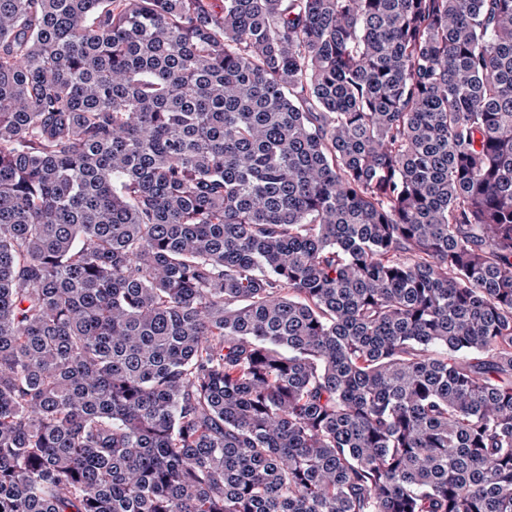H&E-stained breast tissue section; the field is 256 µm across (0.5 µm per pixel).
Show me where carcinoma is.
<instances>
[{"mask_svg": "<svg viewBox=\"0 0 512 512\" xmlns=\"http://www.w3.org/2000/svg\"><path fill=\"white\" fill-rule=\"evenodd\" d=\"M0 512H512V0H0Z\"/></svg>", "mask_w": 512, "mask_h": 512, "instance_id": "1", "label": "carcinoma"}]
</instances>
